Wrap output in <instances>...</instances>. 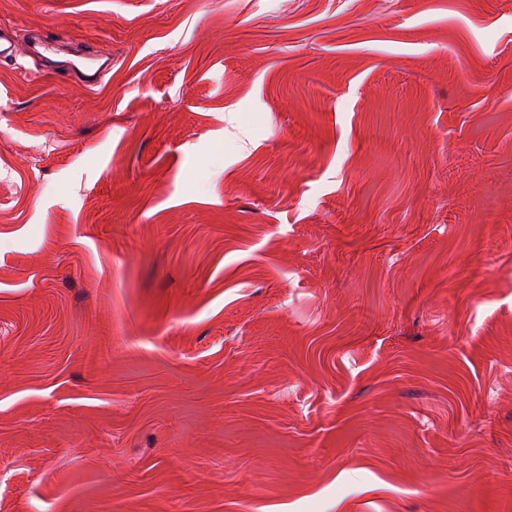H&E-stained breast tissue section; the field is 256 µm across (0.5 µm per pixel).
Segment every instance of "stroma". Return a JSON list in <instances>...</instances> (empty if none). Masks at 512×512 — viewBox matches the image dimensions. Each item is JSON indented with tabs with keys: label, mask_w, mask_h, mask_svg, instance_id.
Wrapping results in <instances>:
<instances>
[{
	"label": "stroma",
	"mask_w": 512,
	"mask_h": 512,
	"mask_svg": "<svg viewBox=\"0 0 512 512\" xmlns=\"http://www.w3.org/2000/svg\"><path fill=\"white\" fill-rule=\"evenodd\" d=\"M0 27V512H512V0ZM57 46L52 40L45 39L44 37H33L30 44L28 45V53L30 57L36 58L45 67L55 71H73L79 72L85 84L89 87H95L101 84L104 75L111 69L112 61L104 56H98L93 59L94 65L81 69L74 63L69 65H57L51 58L55 54Z\"/></svg>",
	"instance_id": "35a3bbf8"
}]
</instances>
